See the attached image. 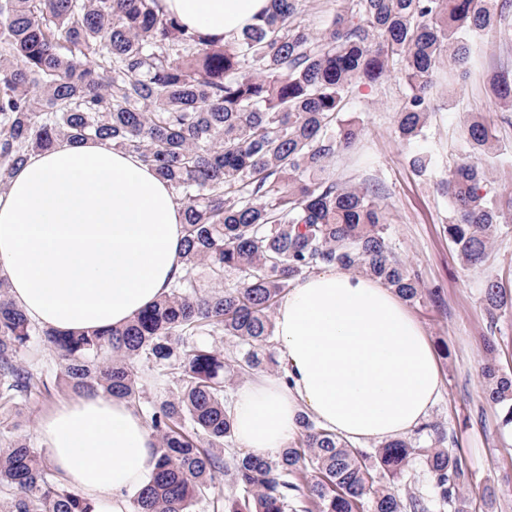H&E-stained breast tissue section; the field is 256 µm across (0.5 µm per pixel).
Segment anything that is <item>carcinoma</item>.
<instances>
[{
	"label": "carcinoma",
	"mask_w": 512,
	"mask_h": 512,
	"mask_svg": "<svg viewBox=\"0 0 512 512\" xmlns=\"http://www.w3.org/2000/svg\"><path fill=\"white\" fill-rule=\"evenodd\" d=\"M158 0H0V189L28 157L61 141L106 140L138 154L184 206L182 274L129 323L90 334L33 324L0 279V512H92L19 434L22 406L61 386L138 407L157 440L148 481L131 512H469L466 470L447 448L404 439L372 452L300 414L295 441L272 456L224 458L234 435L226 379L263 369L273 312L301 275L333 266L381 281L407 303L424 286L388 243L389 214L367 187L339 184L328 162L359 126L341 118L357 85L398 77L409 93L395 134L418 139L438 76H464L477 40L512 47L509 0H341L317 32L303 0H271L261 23L230 42L186 29ZM512 107V71L490 80ZM465 150L440 180L448 239L468 266L482 264L501 229V201L483 163L495 148L471 120ZM239 281L224 285L227 272ZM495 324L512 297L489 283ZM237 341L233 355L207 338ZM60 370L31 367L35 345ZM485 392L512 423V377L485 365ZM172 386L151 399L144 379ZM421 454L430 495L400 496L395 482ZM238 490L221 497L217 476Z\"/></svg>",
	"instance_id": "1"
}]
</instances>
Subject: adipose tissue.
Here are the masks:
<instances>
[{
  "label": "adipose tissue",
  "instance_id": "1",
  "mask_svg": "<svg viewBox=\"0 0 512 512\" xmlns=\"http://www.w3.org/2000/svg\"><path fill=\"white\" fill-rule=\"evenodd\" d=\"M210 38L234 40L269 0H160ZM184 207L139 155L101 141L31 156L0 192V277L28 318L48 329L104 330L154 303L182 271ZM288 378L239 387L238 442L272 455L301 412L359 443L404 435L442 392L437 358L404 301L380 282L326 267L297 279L276 310ZM64 482L94 512H129L156 439L128 402L87 394L38 422Z\"/></svg>",
  "mask_w": 512,
  "mask_h": 512
}]
</instances>
